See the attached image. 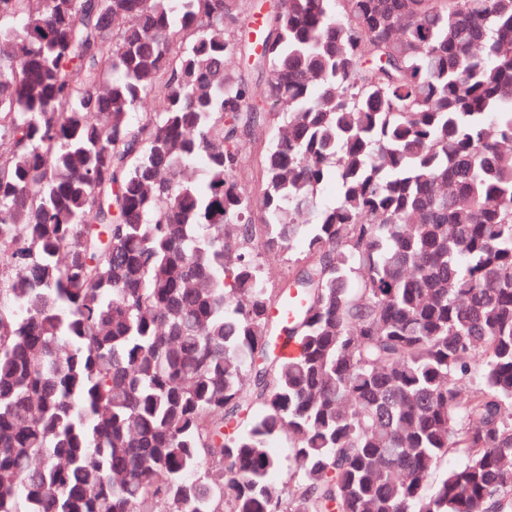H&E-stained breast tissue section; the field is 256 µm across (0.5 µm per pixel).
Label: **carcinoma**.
<instances>
[{
    "label": "carcinoma",
    "mask_w": 512,
    "mask_h": 512,
    "mask_svg": "<svg viewBox=\"0 0 512 512\" xmlns=\"http://www.w3.org/2000/svg\"><path fill=\"white\" fill-rule=\"evenodd\" d=\"M0 512H512V0H0Z\"/></svg>",
    "instance_id": "obj_1"
}]
</instances>
